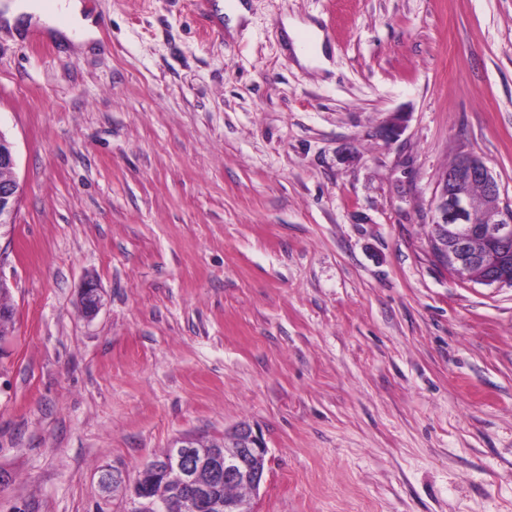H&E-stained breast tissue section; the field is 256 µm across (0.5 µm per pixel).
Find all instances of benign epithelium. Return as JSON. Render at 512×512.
Segmentation results:
<instances>
[{"label": "benign epithelium", "mask_w": 512, "mask_h": 512, "mask_svg": "<svg viewBox=\"0 0 512 512\" xmlns=\"http://www.w3.org/2000/svg\"><path fill=\"white\" fill-rule=\"evenodd\" d=\"M12 144L0 133V228L15 223L19 186L13 175ZM482 225L471 224L474 211ZM434 234L430 248L436 261L461 278L482 285L512 287V267L495 247L512 241V203L501 198L497 177L475 153L457 157L448 167L435 196ZM83 313L95 316L101 306L96 283L87 281L81 291ZM268 448L248 423L236 426L222 437L184 436L160 458L143 467L132 486L122 472L106 469L100 482L112 483V491H124L143 504L138 512H169L170 502L147 491L146 478L164 474L195 494L185 512H254L251 496L263 480ZM245 486L248 492L233 498L220 488Z\"/></svg>", "instance_id": "obj_1"}]
</instances>
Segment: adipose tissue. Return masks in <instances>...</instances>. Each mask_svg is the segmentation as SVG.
Instances as JSON below:
<instances>
[{
    "instance_id": "adipose-tissue-1",
    "label": "adipose tissue",
    "mask_w": 512,
    "mask_h": 512,
    "mask_svg": "<svg viewBox=\"0 0 512 512\" xmlns=\"http://www.w3.org/2000/svg\"><path fill=\"white\" fill-rule=\"evenodd\" d=\"M0 24L16 31L37 26L59 40L85 47L99 39L97 18L87 10L84 0H5L0 5Z\"/></svg>"
}]
</instances>
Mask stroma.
<instances>
[{
	"label": "stroma",
	"instance_id": "stroma-1",
	"mask_svg": "<svg viewBox=\"0 0 512 512\" xmlns=\"http://www.w3.org/2000/svg\"><path fill=\"white\" fill-rule=\"evenodd\" d=\"M87 2L85 51L0 29V512H137L103 469L241 422L254 512H512V287L427 238L461 154L512 200V0ZM284 25H285V31H286L287 35L293 41L295 54H296L298 60L302 64L317 63L320 60L324 59L323 46H322L323 40L321 38L319 31L317 30V28L315 26L309 25L307 27V30H309L315 34L316 40H317V45L314 50H305L297 44L296 39H295L296 33H297V28H298L299 24L294 23V22L289 23L288 21H286L284 23ZM14 167L12 144L0 133V228L15 224L19 186L13 175Z\"/></svg>",
	"mask_w": 512,
	"mask_h": 512
}]
</instances>
